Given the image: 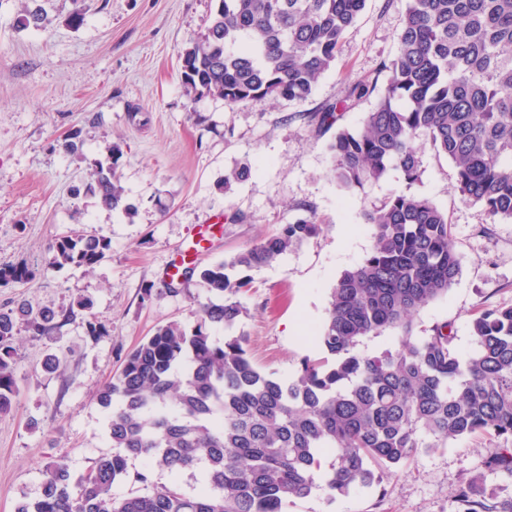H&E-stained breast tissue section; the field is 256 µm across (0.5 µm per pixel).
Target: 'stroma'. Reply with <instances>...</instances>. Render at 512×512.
<instances>
[{
	"instance_id": "35a3bbf8",
	"label": "stroma",
	"mask_w": 512,
	"mask_h": 512,
	"mask_svg": "<svg viewBox=\"0 0 512 512\" xmlns=\"http://www.w3.org/2000/svg\"><path fill=\"white\" fill-rule=\"evenodd\" d=\"M48 13L45 28L19 22L31 2ZM216 0H0V266L26 263L33 278L0 286V307L25 298L33 307L94 300L91 318L106 335L73 323L54 336L19 332L12 410L0 414V512L34 498L47 461L66 459L73 474L112 454L96 392L125 355L157 326H194L198 281L169 291L175 264L230 258L280 225L314 213L320 226L271 266L251 270L238 330L254 364L294 376L304 358L323 352L314 338L329 292L372 245L363 215L399 193L428 197L448 215L462 272L448 294L415 318V335L451 323L453 347H473L479 311L512 306V221L489 223L462 199L448 159L418 139L416 182L389 170L364 187L342 190L331 171L334 130L311 115L372 78L393 55L406 0H366L336 64L302 102H247L187 94L181 56L206 26ZM84 20L73 24L74 13ZM204 123H197L196 115ZM78 133L77 152L61 149ZM130 213L103 208L83 188L112 143ZM247 165L251 177L221 187ZM83 223L111 242L92 273L48 269L54 239ZM61 365L46 371L47 355ZM494 441L469 437L417 454L370 488L327 502L322 492L294 500L287 512H461L454 495L477 493L512 507V479L489 471Z\"/></svg>"
}]
</instances>
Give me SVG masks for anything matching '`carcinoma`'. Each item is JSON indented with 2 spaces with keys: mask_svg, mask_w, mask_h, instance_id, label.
Returning <instances> with one entry per match:
<instances>
[{
  "mask_svg": "<svg viewBox=\"0 0 512 512\" xmlns=\"http://www.w3.org/2000/svg\"><path fill=\"white\" fill-rule=\"evenodd\" d=\"M365 0H218L204 32L183 58L187 93L231 106L251 101H305L336 64L344 35ZM47 13L26 9L19 23L45 27ZM377 92L355 130L338 129L329 150L344 189L381 179L391 168L420 175L415 140L428 139L452 164L466 201L491 220H512V0H407L393 57L371 84ZM328 103L317 113L328 128L340 119ZM99 165L87 192L127 212L118 172L121 146ZM373 243L364 259L331 289L316 339L326 356L306 358L294 377L257 369L233 334L245 312L237 295L253 288L239 269L269 266L314 235V216L283 224L229 260L185 267L169 290L198 277L206 295L196 324L159 326L128 352L120 373L98 389L115 451L74 476L48 462L38 495L17 512H286L288 503L321 489L328 501L381 482L420 451L459 438L498 442L488 467L512 478V306L486 309L471 326L475 349L452 348L448 323L414 335V318L448 293L461 273L448 216L429 198L394 195L364 215ZM111 241L84 225L55 238L48 268L92 271ZM32 276L24 266L0 268V285ZM93 301L67 308L33 307L21 298L0 308V413L18 392V326L48 336L86 319ZM224 331V338L214 335ZM396 347L367 352L371 338ZM335 362L328 364V357ZM336 460L324 469V451ZM147 467L132 470L130 460ZM155 471L174 480L152 485ZM195 484L183 489L180 478ZM139 486L124 496L114 486ZM462 512H497L473 485L456 493Z\"/></svg>",
  "mask_w": 512,
  "mask_h": 512,
  "instance_id": "obj_1",
  "label": "carcinoma"
}]
</instances>
